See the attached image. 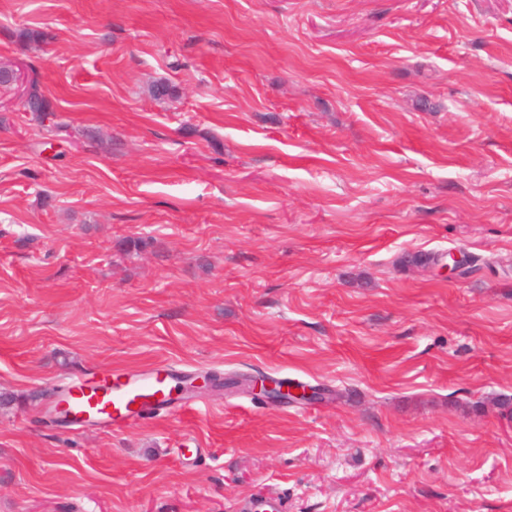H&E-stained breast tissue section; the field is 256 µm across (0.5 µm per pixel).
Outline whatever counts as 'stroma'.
<instances>
[{
    "label": "stroma",
    "mask_w": 512,
    "mask_h": 512,
    "mask_svg": "<svg viewBox=\"0 0 512 512\" xmlns=\"http://www.w3.org/2000/svg\"><path fill=\"white\" fill-rule=\"evenodd\" d=\"M1 63L0 512H512V0H0ZM157 365L218 383L45 410ZM18 89H17V96L15 100L11 103L20 102L27 111L30 112H36L43 118H48L50 115H52V106L50 101L45 98L41 92L38 89V85L36 80L32 79L29 83L28 87V93L27 88L24 85L23 77L20 72H18ZM29 96L31 97V100H33L36 103V107L34 109H29ZM173 381L174 370L169 366L152 368L140 377H117L111 383L86 385L77 380L70 386L67 406L76 419L99 417L113 430H119L155 407L171 403Z\"/></svg>",
    "instance_id": "35a3bbf8"
}]
</instances>
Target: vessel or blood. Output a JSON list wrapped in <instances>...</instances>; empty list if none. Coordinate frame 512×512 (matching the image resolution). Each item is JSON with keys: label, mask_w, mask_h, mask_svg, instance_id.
<instances>
[{"label": "vessel or blood", "mask_w": 512, "mask_h": 512, "mask_svg": "<svg viewBox=\"0 0 512 512\" xmlns=\"http://www.w3.org/2000/svg\"><path fill=\"white\" fill-rule=\"evenodd\" d=\"M173 380L171 367L158 366L143 376L111 383L86 385L77 381L72 385L67 406L74 418L98 417L119 430L152 409L171 403Z\"/></svg>", "instance_id": "vessel-or-blood-1"}]
</instances>
